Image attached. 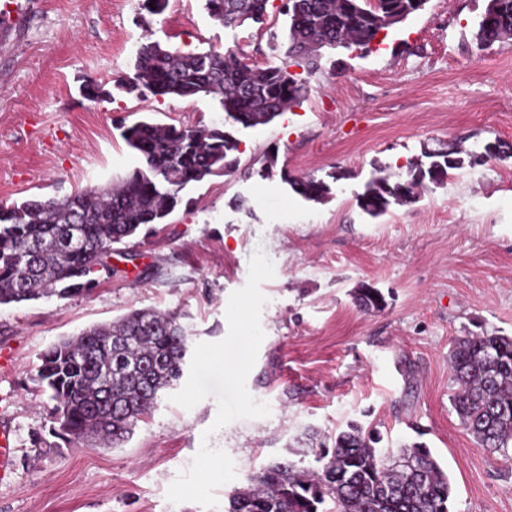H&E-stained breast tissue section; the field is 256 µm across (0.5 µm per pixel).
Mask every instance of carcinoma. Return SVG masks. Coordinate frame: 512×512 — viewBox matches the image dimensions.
<instances>
[{"instance_id":"obj_1","label":"carcinoma","mask_w":512,"mask_h":512,"mask_svg":"<svg viewBox=\"0 0 512 512\" xmlns=\"http://www.w3.org/2000/svg\"><path fill=\"white\" fill-rule=\"evenodd\" d=\"M269 0H205L226 28L259 21ZM427 0H284L289 65L254 67L235 51L183 52L151 39L134 55L133 74L114 84L139 96L219 99L224 127L206 128L141 120L120 125V137L140 166L103 188L63 197L0 205V305L44 297L92 295L94 274L112 269V245L141 227L162 224L180 193L238 165L240 141L231 129L264 126L307 98L309 81L289 67L315 75L321 50L355 48L367 55L391 17L407 19ZM474 42L485 49L512 39V0H488L474 20ZM503 154L501 145L462 154L452 145L423 150L404 178L374 169L358 194L371 217L393 204L416 201L428 185L445 183L451 171L482 165ZM285 182L308 201L320 202L330 187L314 177ZM365 310H380L374 288L356 295ZM190 343L180 314L135 309L108 324L63 338L40 356L37 382L51 402L52 433L66 445L96 440L125 442L184 375ZM455 384L451 405L478 445L512 449V336L466 332L450 347ZM379 433L357 423L339 432L332 446L315 453L314 466L286 457L249 475L228 494L224 512H451L447 472L423 443L391 457L376 447Z\"/></svg>"}]
</instances>
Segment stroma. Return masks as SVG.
<instances>
[{"label": "stroma", "mask_w": 512, "mask_h": 512, "mask_svg": "<svg viewBox=\"0 0 512 512\" xmlns=\"http://www.w3.org/2000/svg\"><path fill=\"white\" fill-rule=\"evenodd\" d=\"M17 2L0 41V204L103 186L138 167L120 124L222 125L212 99L113 92L145 37L186 51L232 48L258 67L288 59L280 0L234 29L203 0H168L159 15L139 0ZM485 5L428 0L368 55L324 49L303 104L236 127V171L186 188L165 223L116 245L90 297L0 306V428L15 446L0 512H205L166 497L205 441L234 462L233 483L216 491L224 512L232 487L259 466L313 462L355 421L375 427L382 447L431 448L454 512H512V460L463 428L448 364L465 331L512 335V153L453 171L375 219L356 201L374 166L397 168L424 146H512V40L477 49L473 20ZM86 80L110 98L81 96ZM287 174L324 180L329 198L305 200ZM259 247L274 276L260 285L264 339L246 385L268 416L216 430L214 398L187 410L165 397L122 446L39 444L50 423L36 373L49 345L141 308L179 313L191 343L220 341ZM361 288L378 289L385 308H359Z\"/></svg>", "instance_id": "obj_1"}]
</instances>
